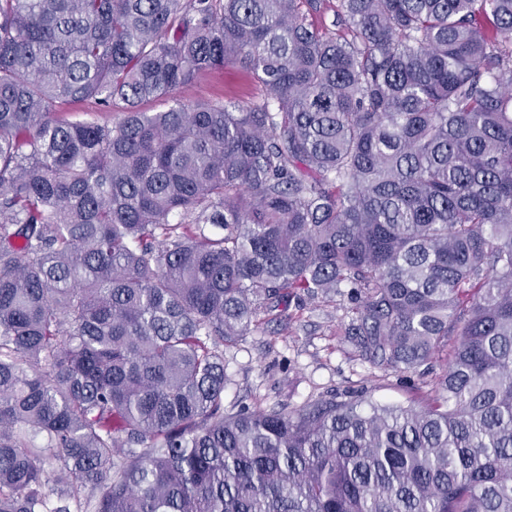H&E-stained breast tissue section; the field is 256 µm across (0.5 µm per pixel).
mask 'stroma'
Masks as SVG:
<instances>
[{"mask_svg":"<svg viewBox=\"0 0 512 512\" xmlns=\"http://www.w3.org/2000/svg\"><path fill=\"white\" fill-rule=\"evenodd\" d=\"M175 95L184 103L264 99L265 93L239 66L198 76ZM348 297L318 298L291 309L279 323L259 315L258 325L224 347V407L298 408L309 401L336 396L381 404L426 403L433 372L441 371L445 356H436L427 373H402L375 368L351 337L346 336L352 313Z\"/></svg>","mask_w":512,"mask_h":512,"instance_id":"stroma-1","label":"stroma"}]
</instances>
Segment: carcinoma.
<instances>
[{
  "label": "carcinoma",
  "mask_w": 512,
  "mask_h": 512,
  "mask_svg": "<svg viewBox=\"0 0 512 512\" xmlns=\"http://www.w3.org/2000/svg\"><path fill=\"white\" fill-rule=\"evenodd\" d=\"M320 7L0 0V512H512V0ZM229 65L262 102L174 96ZM344 294L373 364L450 348L430 403L224 410ZM337 1L338 0H322L320 12L308 14L307 22L320 29H328L331 32H337L338 27L332 25V21L336 19ZM57 111L66 113L70 118L73 116L79 119H95L100 123H115L123 117V110L120 105L112 107V112H109L91 102L63 104L57 108Z\"/></svg>",
  "instance_id": "cac0c4a2"
}]
</instances>
